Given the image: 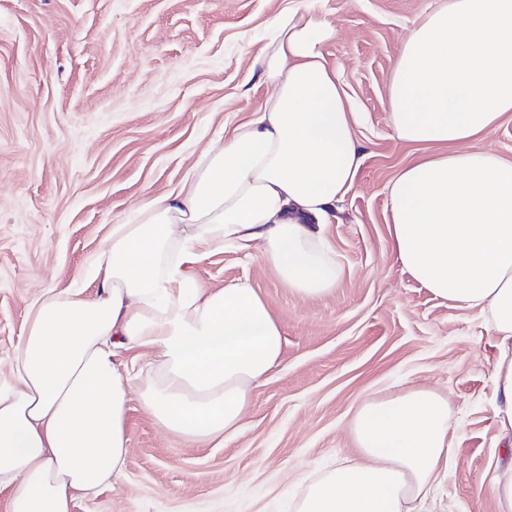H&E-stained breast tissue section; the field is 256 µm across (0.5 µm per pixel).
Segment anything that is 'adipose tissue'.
Returning a JSON list of instances; mask_svg holds the SVG:
<instances>
[{"mask_svg": "<svg viewBox=\"0 0 512 512\" xmlns=\"http://www.w3.org/2000/svg\"><path fill=\"white\" fill-rule=\"evenodd\" d=\"M261 67L272 88L175 191L113 225L91 299L44 296L0 388V489L10 512H71L120 474L128 394L177 438L240 428L283 337L245 284L202 288L211 246L257 243L283 285L328 296L340 267L325 235L363 162L354 113L329 59L335 22L294 8L274 22ZM399 140L430 146L388 187L392 248L436 297L477 311L497 337L492 383L512 447V161L471 143L512 112V0H439L410 29L388 86ZM151 357L130 373L122 351ZM361 461L313 480L296 512H414L452 461L451 408L413 387L367 398L350 423Z\"/></svg>", "mask_w": 512, "mask_h": 512, "instance_id": "1", "label": "adipose tissue"}]
</instances>
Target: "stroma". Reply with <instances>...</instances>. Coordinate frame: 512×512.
I'll list each match as a JSON object with an SVG mask.
<instances>
[{"instance_id":"1","label":"stroma","mask_w":512,"mask_h":512,"mask_svg":"<svg viewBox=\"0 0 512 512\" xmlns=\"http://www.w3.org/2000/svg\"><path fill=\"white\" fill-rule=\"evenodd\" d=\"M434 0H0V380L42 296L92 298V258L114 224L176 190L204 149L271 88L258 57L275 19L322 6L356 110L364 159L327 220L334 291L284 286L259 246L213 249L203 288L247 282L283 334L239 433L190 446L131 397L127 468L71 512H295L308 484L359 453L363 397L416 386L447 398L455 460L423 512H497L483 489L505 454L494 414L496 337L476 311L436 298L397 260L387 187L425 145L396 137L388 83L402 41Z\"/></svg>"}]
</instances>
